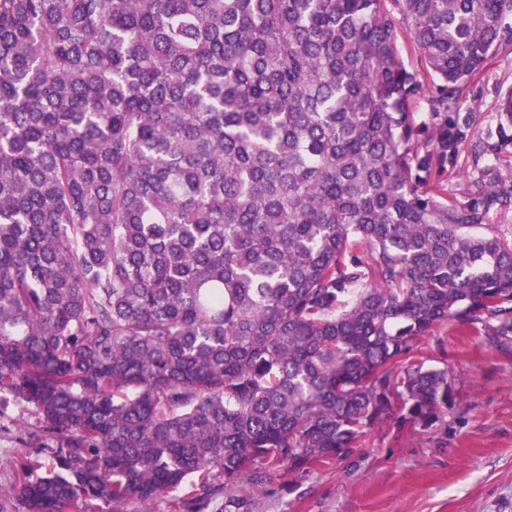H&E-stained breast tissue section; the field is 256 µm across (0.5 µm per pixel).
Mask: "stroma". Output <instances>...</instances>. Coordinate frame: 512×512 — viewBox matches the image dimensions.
<instances>
[{"mask_svg": "<svg viewBox=\"0 0 512 512\" xmlns=\"http://www.w3.org/2000/svg\"><path fill=\"white\" fill-rule=\"evenodd\" d=\"M511 92L508 45L467 90L480 129L495 124ZM416 358L449 372L456 404L438 421L404 428L388 421L330 467L274 476L232 512H512V348L492 347L448 321L419 341ZM40 429L30 405L0 396V490L15 463L47 468Z\"/></svg>", "mask_w": 512, "mask_h": 512, "instance_id": "obj_1", "label": "stroma"}]
</instances>
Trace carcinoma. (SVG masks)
<instances>
[{
    "label": "carcinoma",
    "instance_id": "1",
    "mask_svg": "<svg viewBox=\"0 0 512 512\" xmlns=\"http://www.w3.org/2000/svg\"><path fill=\"white\" fill-rule=\"evenodd\" d=\"M511 44L512 0H0V393L58 441L0 512H201L454 407L413 355L512 344V93L461 111ZM396 44L406 66L411 70H418L422 73L424 61L418 50L412 34L405 24H398L395 31ZM460 169V173H458L457 170L446 172L444 179L448 183V190H450L452 193H455L457 198L463 201L464 197L462 192L464 189V184L467 183L469 178L478 175L477 170L474 169L471 155L467 156V154H465L462 156L460 161Z\"/></svg>",
    "mask_w": 512,
    "mask_h": 512
}]
</instances>
